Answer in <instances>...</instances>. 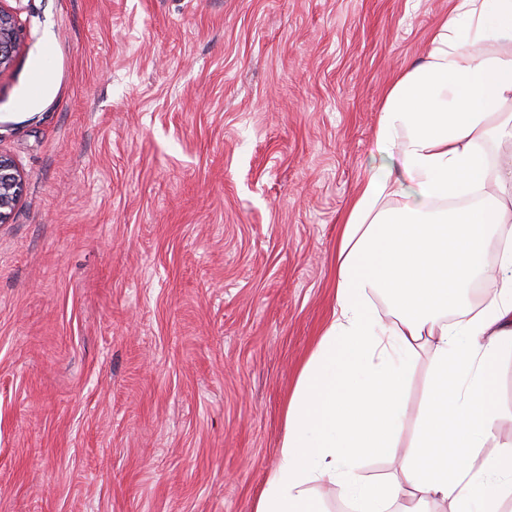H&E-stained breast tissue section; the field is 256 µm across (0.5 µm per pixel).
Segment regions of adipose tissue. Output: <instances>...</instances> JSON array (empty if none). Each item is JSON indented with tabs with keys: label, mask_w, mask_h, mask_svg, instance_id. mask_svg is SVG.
Segmentation results:
<instances>
[{
	"label": "adipose tissue",
	"mask_w": 512,
	"mask_h": 512,
	"mask_svg": "<svg viewBox=\"0 0 512 512\" xmlns=\"http://www.w3.org/2000/svg\"><path fill=\"white\" fill-rule=\"evenodd\" d=\"M493 39L502 51L478 50ZM512 0H454L423 61L389 89L376 148L399 170L368 173L341 226L336 305L284 412L279 463L254 512H512V441L486 452L512 412L500 407V361L512 355ZM498 288L473 306L476 282ZM395 313L382 325L372 297ZM430 379L418 412L409 386ZM454 417L453 428L442 425ZM457 447L431 458L437 441ZM397 459L369 479L362 462Z\"/></svg>",
	"instance_id": "adipose-tissue-1"
}]
</instances>
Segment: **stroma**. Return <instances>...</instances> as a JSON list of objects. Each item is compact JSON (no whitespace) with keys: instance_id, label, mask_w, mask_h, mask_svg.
I'll list each match as a JSON object with an SVG mask.
<instances>
[{"instance_id":"obj_1","label":"stroma","mask_w":512,"mask_h":512,"mask_svg":"<svg viewBox=\"0 0 512 512\" xmlns=\"http://www.w3.org/2000/svg\"><path fill=\"white\" fill-rule=\"evenodd\" d=\"M0 512H253L384 96L453 0H5ZM0 1V71L14 60L21 44V28L14 12ZM22 186V175L15 163L0 152V223L10 218Z\"/></svg>"}]
</instances>
